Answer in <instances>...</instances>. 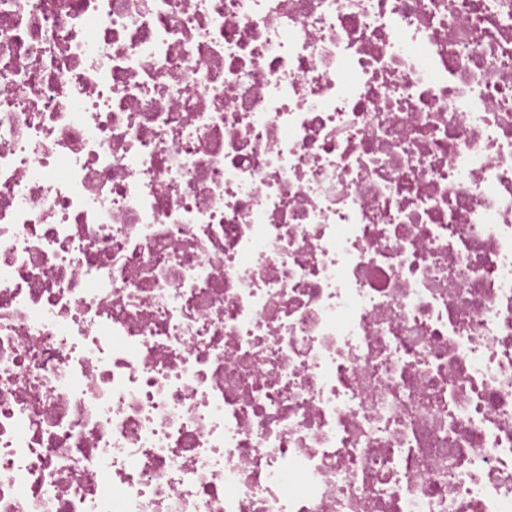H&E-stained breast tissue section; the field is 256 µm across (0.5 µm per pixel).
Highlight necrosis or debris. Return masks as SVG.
<instances>
[{
  "label": "necrosis or debris",
  "mask_w": 512,
  "mask_h": 512,
  "mask_svg": "<svg viewBox=\"0 0 512 512\" xmlns=\"http://www.w3.org/2000/svg\"><path fill=\"white\" fill-rule=\"evenodd\" d=\"M0 512H512V0H0Z\"/></svg>",
  "instance_id": "obj_1"
}]
</instances>
